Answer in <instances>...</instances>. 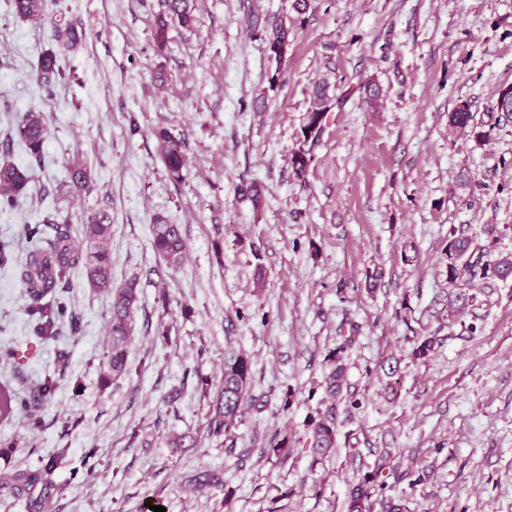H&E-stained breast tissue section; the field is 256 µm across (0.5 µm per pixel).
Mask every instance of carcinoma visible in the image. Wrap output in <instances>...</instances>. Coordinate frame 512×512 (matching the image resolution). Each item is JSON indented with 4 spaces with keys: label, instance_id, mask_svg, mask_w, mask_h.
I'll list each match as a JSON object with an SVG mask.
<instances>
[{
    "label": "carcinoma",
    "instance_id": "1",
    "mask_svg": "<svg viewBox=\"0 0 512 512\" xmlns=\"http://www.w3.org/2000/svg\"><path fill=\"white\" fill-rule=\"evenodd\" d=\"M15 17L50 27L51 46L39 57L29 79L39 87L51 91L66 81L60 57L74 52L85 39V31L49 11L48 0H10ZM194 15L189 0H163V10L158 14L154 27V39L162 45L170 28H189ZM261 39L268 51L288 43L289 28L279 21L264 31ZM332 97L321 88L305 116L302 126L303 141L316 140L324 128ZM450 125L471 129L476 138L489 133L478 130L475 116L466 102H461L449 116ZM48 135L44 113L36 108L19 112L14 116L7 137L0 143V211L14 209L20 198L28 194L34 181L33 163L41 161ZM158 152L169 175L178 180L186 166V156L180 140L166 131L156 135ZM19 142L30 157L32 164L22 166L13 159V142ZM310 163L309 152L298 149L292 154L291 166L298 178H305ZM99 191L91 166L82 158L75 157L69 163L67 177L59 188L57 201L60 205L45 214L39 224L21 225L20 239L30 244L25 261L17 264L16 239H0V268L18 267L17 275L29 299L28 312L33 322L32 332L44 341L58 336L65 321L72 320L62 294L68 289L67 276L74 269H81L87 288L110 299L111 316L107 327L108 347L99 364L101 387L106 388L129 374L128 340L138 308L139 295L134 280L121 284L112 278V215L108 206L102 205L86 215L83 224H70L65 205L70 200L89 197ZM152 246L168 268L178 266L186 251L181 225L157 215L153 219ZM498 238L486 245L477 243L464 227L453 226L448 233L446 265L448 285L460 289L456 300L468 303L470 297L461 289L476 279L506 281L512 278V254L493 256ZM346 346L336 349L329 361L333 369L327 389L338 396L345 384L343 353ZM29 359V351L16 346H0V363L22 368ZM250 362L232 348L225 349L221 383L215 392L203 388L206 396H212V410L207 424L208 434L224 437L232 443L241 421L242 402L248 389ZM31 411V403L21 397L10 382L0 383V422L13 419L21 411ZM308 452L314 456H326L336 448V413L330 411L314 421L306 441ZM391 452L383 449L377 455L373 469L351 486L348 493L347 512H402L405 505L382 494L385 481L384 469L389 465ZM42 478V471L16 474L0 479V488L13 489L23 485H35Z\"/></svg>",
    "mask_w": 512,
    "mask_h": 512
}]
</instances>
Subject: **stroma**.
<instances>
[{"label": "stroma", "instance_id": "obj_1", "mask_svg": "<svg viewBox=\"0 0 512 512\" xmlns=\"http://www.w3.org/2000/svg\"><path fill=\"white\" fill-rule=\"evenodd\" d=\"M291 3L195 0L193 28H171L161 46L162 0H59L87 39L47 94L27 75L48 30L0 0V137L32 107L48 124L36 179L0 212V238L39 222L81 155L100 191L70 205L71 221L108 201L112 277L135 280L139 295L119 384L99 383L110 301L77 270L75 325L22 372L0 364V381L28 398L44 376L63 375L35 410L38 429L0 424V477L44 470L0 492V512H346L350 485L384 448L421 477L386 478L385 496L408 512H512V280L475 282L473 303L452 311L446 274L451 226L482 244L488 225L512 227V120L497 108L512 87V0H315L303 14ZM281 19L293 34L278 63L260 34ZM324 77L334 102L301 180L290 158ZM364 80L382 88L378 107L355 92ZM463 101L487 138L449 128ZM162 129L184 144L178 183L157 155ZM253 183L257 201L242 192ZM156 214L181 225L188 248L161 278ZM26 307L15 273L0 270V345L32 340ZM424 337L434 348L414 358ZM341 345L355 407L326 392ZM229 346L249 359L261 399L230 448L209 435L203 395ZM392 363L390 395L380 367ZM174 389L170 408L162 398ZM331 410L336 449L313 457L312 423ZM185 433L197 447L167 446ZM281 440L285 459L271 452ZM61 452L67 466L47 470ZM201 473L219 485L194 486Z\"/></svg>", "mask_w": 512, "mask_h": 512}]
</instances>
